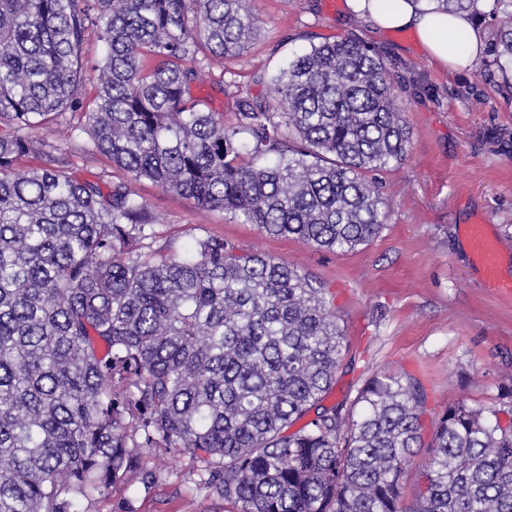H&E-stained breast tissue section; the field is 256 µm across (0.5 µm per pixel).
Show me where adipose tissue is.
<instances>
[{
    "mask_svg": "<svg viewBox=\"0 0 512 512\" xmlns=\"http://www.w3.org/2000/svg\"><path fill=\"white\" fill-rule=\"evenodd\" d=\"M355 13L369 16L385 29L414 30L429 58L458 70L475 66L484 36L464 12L433 13L415 8L410 0H349Z\"/></svg>",
    "mask_w": 512,
    "mask_h": 512,
    "instance_id": "obj_1",
    "label": "adipose tissue"
}]
</instances>
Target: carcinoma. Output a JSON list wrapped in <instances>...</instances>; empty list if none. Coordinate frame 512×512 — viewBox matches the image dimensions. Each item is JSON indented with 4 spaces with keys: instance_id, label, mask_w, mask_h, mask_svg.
<instances>
[{
    "instance_id": "obj_1",
    "label": "carcinoma",
    "mask_w": 512,
    "mask_h": 512,
    "mask_svg": "<svg viewBox=\"0 0 512 512\" xmlns=\"http://www.w3.org/2000/svg\"><path fill=\"white\" fill-rule=\"evenodd\" d=\"M490 12L505 72L512 0ZM258 23L252 0H0V512H88L145 480L137 448L191 453L237 512H512V418L448 407L404 505L425 393L376 376L326 404L346 348L323 288L222 239L154 250L127 183L68 173L96 151L269 235L370 242L387 202L367 176L410 142L386 64L356 40L314 45L270 81L256 71L268 95L239 99L228 126L193 94L198 56L240 54ZM93 27L105 54L87 103ZM67 112L85 123L65 145L35 137ZM30 153L42 166L15 171Z\"/></svg>"
}]
</instances>
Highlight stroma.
<instances>
[{
  "label": "stroma",
  "instance_id": "obj_1",
  "mask_svg": "<svg viewBox=\"0 0 512 512\" xmlns=\"http://www.w3.org/2000/svg\"><path fill=\"white\" fill-rule=\"evenodd\" d=\"M254 9L257 39L240 57L210 62L199 95L231 125L239 94L268 92L254 83L256 69L275 74L293 54L342 38L373 49L412 130L406 159L374 175L389 203L380 233L356 251L332 252L268 236L221 209L200 210L145 179L129 187L155 216L154 245L166 253L217 237L286 261L323 288L347 346L330 401L354 400L375 375L421 385L424 446L405 477L410 501L439 413L458 402L512 405V295L489 288L464 235L465 225L489 219L499 276L512 283V94L485 63L444 70L414 31L380 29L348 0H256ZM138 454L150 480L116 483L89 502L90 512H228L222 497L197 486L200 464L191 454Z\"/></svg>",
  "mask_w": 512,
  "mask_h": 512
}]
</instances>
